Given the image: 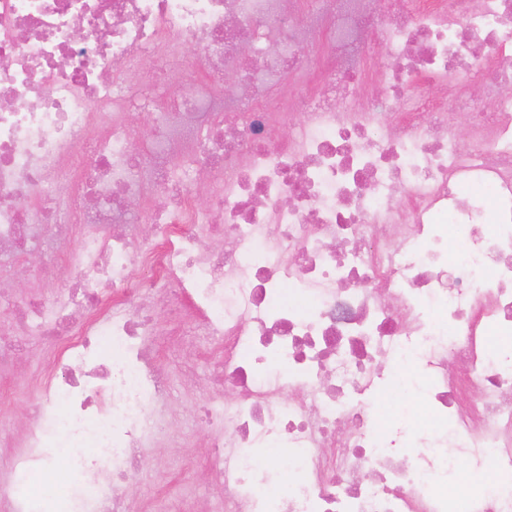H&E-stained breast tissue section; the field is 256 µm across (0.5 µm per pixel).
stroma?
Returning <instances> with one entry per match:
<instances>
[{"label": "stroma", "instance_id": "1", "mask_svg": "<svg viewBox=\"0 0 512 512\" xmlns=\"http://www.w3.org/2000/svg\"><path fill=\"white\" fill-rule=\"evenodd\" d=\"M49 267L53 286L65 284L70 267L64 257H34L28 264L10 273L13 293L25 295L39 283V271ZM48 355L46 342L31 338L27 341V357L11 373L0 374V390L7 388H35L36 379ZM158 360L167 365L171 383V425L161 448H146L141 452L137 477L128 487L134 498L150 496L158 508H166L183 482H191L201 504L217 498L221 489L209 478L203 464L202 431L196 421L197 410L207 398L210 376L217 357L198 347L192 338L182 341V357L169 359L159 352Z\"/></svg>", "mask_w": 512, "mask_h": 512}]
</instances>
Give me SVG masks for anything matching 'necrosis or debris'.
Instances as JSON below:
<instances>
[{"label":"necrosis or debris","mask_w":512,"mask_h":512,"mask_svg":"<svg viewBox=\"0 0 512 512\" xmlns=\"http://www.w3.org/2000/svg\"><path fill=\"white\" fill-rule=\"evenodd\" d=\"M74 226L72 285L12 303L54 351L0 512H138L168 299L171 355L224 348L209 512H512V0H0V268Z\"/></svg>","instance_id":"4bbe7bcc"}]
</instances>
